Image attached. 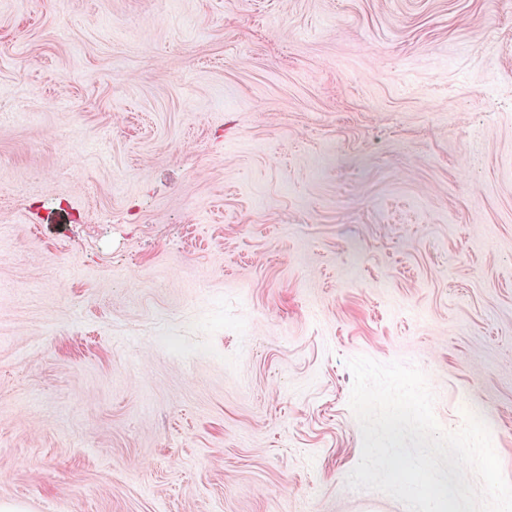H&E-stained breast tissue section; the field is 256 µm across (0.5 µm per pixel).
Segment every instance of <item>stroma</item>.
<instances>
[{
    "instance_id": "35a3bbf8",
    "label": "stroma",
    "mask_w": 512,
    "mask_h": 512,
    "mask_svg": "<svg viewBox=\"0 0 512 512\" xmlns=\"http://www.w3.org/2000/svg\"><path fill=\"white\" fill-rule=\"evenodd\" d=\"M0 505L406 512L348 359L512 482V0H0Z\"/></svg>"
}]
</instances>
